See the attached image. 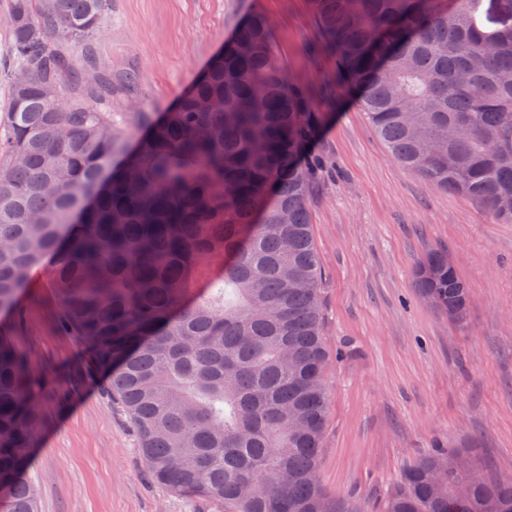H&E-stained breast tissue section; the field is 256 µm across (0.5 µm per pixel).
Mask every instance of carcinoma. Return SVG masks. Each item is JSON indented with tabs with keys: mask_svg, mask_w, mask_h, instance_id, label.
<instances>
[{
	"mask_svg": "<svg viewBox=\"0 0 512 512\" xmlns=\"http://www.w3.org/2000/svg\"><path fill=\"white\" fill-rule=\"evenodd\" d=\"M312 4L318 51L392 158L512 224V0ZM111 11L10 0L0 309L48 266L60 329L107 377L172 493L217 512H369L319 480L330 355L306 150L329 89L291 81L254 14L175 107L132 112L136 73L87 77ZM446 256L418 262L417 292L462 326L470 288ZM40 392L28 355L0 336V512H37ZM457 458H415L380 512H512L511 479L456 472Z\"/></svg>",
	"mask_w": 512,
	"mask_h": 512,
	"instance_id": "obj_1",
	"label": "carcinoma"
}]
</instances>
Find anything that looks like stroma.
<instances>
[{"instance_id":"obj_1","label":"stroma","mask_w":512,"mask_h":512,"mask_svg":"<svg viewBox=\"0 0 512 512\" xmlns=\"http://www.w3.org/2000/svg\"><path fill=\"white\" fill-rule=\"evenodd\" d=\"M256 13L293 81L334 77L335 57L314 50L322 33L310 0H112L100 49L117 71L137 73L143 111L165 112ZM318 110L310 218L323 333L338 355L322 486L375 510L437 445L466 453L483 479L512 477V224L395 161L353 93ZM435 248L454 256L470 287L465 328L417 295L414 266ZM58 312L42 268L0 310V334L28 354L42 384L30 450L38 512H212L152 480L130 419L56 328Z\"/></svg>"}]
</instances>
